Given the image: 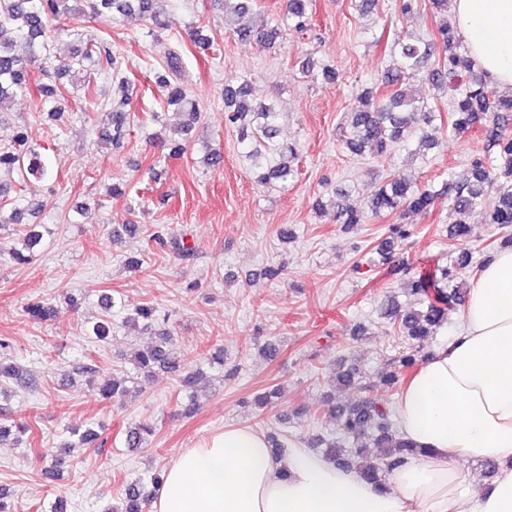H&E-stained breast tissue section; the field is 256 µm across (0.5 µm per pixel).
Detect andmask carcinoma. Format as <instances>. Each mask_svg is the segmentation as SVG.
Wrapping results in <instances>:
<instances>
[{"instance_id":"carcinoma-1","label":"carcinoma","mask_w":512,"mask_h":512,"mask_svg":"<svg viewBox=\"0 0 512 512\" xmlns=\"http://www.w3.org/2000/svg\"><path fill=\"white\" fill-rule=\"evenodd\" d=\"M70 2L72 0H0V105L13 95L31 92V66L38 60L50 59V46L58 33L54 22L74 11ZM161 2L89 0V8L92 15L104 21L136 14L160 27L165 25ZM223 2L224 27L240 42L273 48L286 32L303 35L314 26L309 0H283L282 12L277 18L257 26L240 23V18L254 9L256 0ZM159 55L161 66L155 71L154 78L163 92L164 106L186 116L185 123L171 128L167 137L159 139V144L169 149V156L177 157L200 123L202 113L183 84L182 45L163 44ZM388 56L390 64L380 83L362 88L356 96L357 105L343 118L344 145L351 154H373L382 158L393 145L407 141L429 151L439 148V142L428 130L436 120V110L416 98L406 87V79L411 74H421L436 84L455 87L449 108L452 129L478 132L487 146V154L471 161L463 180L445 182L438 190L417 187L404 178L394 177L376 188L364 208L344 207L335 202L333 221L349 228L366 223L370 217L398 211L425 215L433 209L439 197L446 196L459 214L478 210L486 224L512 226V137L500 126V121L512 112V96L500 95L489 87L486 75L471 59L455 27L446 20L436 25L429 38L414 35L394 41L388 47ZM89 64L110 76L121 92V99L105 110L89 89L81 110L107 111V127L102 136L117 147L124 142L136 115L129 109L134 88L121 68L120 52L113 48L112 41L103 38L86 40L76 59L50 70L43 69L47 81L39 84L37 90L45 100H56L62 96L60 80L70 75L76 81H86ZM301 71L307 77L320 78L329 84L336 81L332 66L318 64L310 57L302 61ZM281 115L276 104L257 103L250 98L247 78L240 77L224 84V124L235 129L238 141L247 149V157L258 169V181L286 188L297 172L295 163L299 151L293 144L276 140ZM4 170L17 172L24 183L31 177L43 181L52 174L47 158L28 146V133L23 126L16 131L10 145L0 147V172ZM7 204L11 205V213L6 218L0 215V224L18 223L30 211L28 203L4 200L0 202V210ZM411 235L412 225L393 224L387 237L376 247L378 263L386 267L388 274L406 277L411 293L419 301V308L403 309L390 297L382 307V317L404 337L406 344V351L379 372V383L392 392L397 390L401 379L416 364L418 355L448 319V311L465 298L462 276L470 268L469 255L464 253L446 264L437 261L416 267L403 262L392 263L396 243ZM148 237L157 249L171 251L183 260L189 261L195 256L194 248L180 235L153 228ZM41 239L42 234L36 226L29 227L19 241V248L12 251L13 259L19 264L32 260ZM25 312L34 320L49 321L55 309L52 303L40 300L28 304ZM155 320V310L148 304L136 307L126 317V321L141 322L146 327ZM171 340L169 332H161L158 341L136 353V368L147 373L155 369L179 371L180 354L171 346ZM75 371L106 398L122 397L126 392L91 360L76 366ZM337 381L344 388H363L362 376L354 368L338 372ZM6 385L19 391H30L37 387V379L3 353L0 355V388ZM325 406L349 445L334 438H319L317 447L323 449L325 457L341 467L355 470L364 480L381 484L394 466L414 453L413 446L396 429L390 401L364 398L352 404H338L336 398L329 395ZM153 434V427L147 423L129 426L125 431V445L131 449L143 448ZM70 437L77 438L86 447L102 446L101 434L90 427L83 431L74 429ZM372 447L381 449L380 454H370L368 449ZM162 480L161 474L156 473L148 483L156 488ZM148 483L139 478L126 484L123 506H114L107 512H143Z\"/></svg>"}]
</instances>
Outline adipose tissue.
Returning a JSON list of instances; mask_svg holds the SVG:
<instances>
[{"label":"adipose tissue","instance_id":"adipose-tissue-1","mask_svg":"<svg viewBox=\"0 0 512 512\" xmlns=\"http://www.w3.org/2000/svg\"><path fill=\"white\" fill-rule=\"evenodd\" d=\"M458 35L493 84L512 90V0H452ZM395 413L415 454L383 484L227 425L182 449L148 512H512V249L473 283L449 345L423 361ZM497 470L473 491L472 463Z\"/></svg>","mask_w":512,"mask_h":512}]
</instances>
